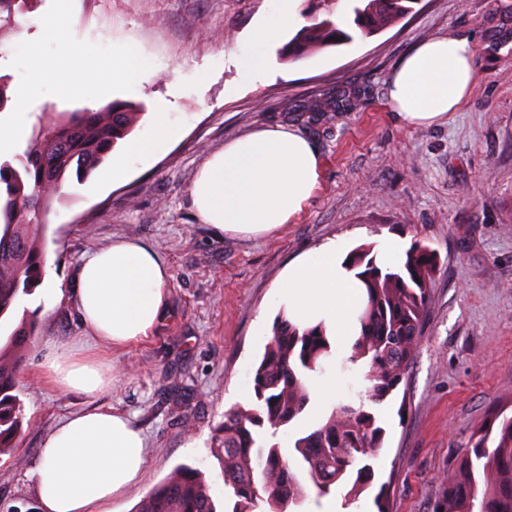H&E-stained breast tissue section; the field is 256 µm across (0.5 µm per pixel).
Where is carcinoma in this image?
I'll return each instance as SVG.
<instances>
[{"label": "carcinoma", "instance_id": "carcinoma-1", "mask_svg": "<svg viewBox=\"0 0 512 512\" xmlns=\"http://www.w3.org/2000/svg\"><path fill=\"white\" fill-rule=\"evenodd\" d=\"M418 2L360 0L351 18H324L303 27L288 42V59L371 37L411 14ZM28 3L0 0V39ZM136 116L130 106L114 102L96 112H67L62 119L41 117L19 166L0 165V321L43 282L46 219L64 180L90 175L129 134ZM347 262L364 283L366 299L359 336L340 366L344 371L362 366L369 386L357 393L359 404L340 403L316 429L301 430L299 420L310 402L307 378L323 372L335 349L323 326L301 329L280 311L255 367L252 404L224 414L219 446L225 512H297L310 489L319 499L343 489L348 507L373 484L370 460L381 450L385 431L365 402L383 403L404 380L416 355L438 257L416 241L395 266L381 265L370 244L353 250ZM33 335V325L22 321L0 343V457H13L20 447L25 413L19 383ZM290 429L293 451L286 457L263 432L274 438ZM137 512L217 510L202 473L179 465L144 496ZM433 512H512V416L497 415L473 433L470 451L443 484Z\"/></svg>", "mask_w": 512, "mask_h": 512}]
</instances>
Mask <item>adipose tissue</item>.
I'll list each match as a JSON object with an SVG mask.
<instances>
[{"label":"adipose tissue","instance_id":"ef3b65f1","mask_svg":"<svg viewBox=\"0 0 512 512\" xmlns=\"http://www.w3.org/2000/svg\"><path fill=\"white\" fill-rule=\"evenodd\" d=\"M273 15L249 33L250 54L238 61L243 83L262 81L273 61L267 48L283 30L303 25L298 0H275ZM84 77L42 63L16 93L18 118L0 121V149L21 145L26 115L39 86L56 82L75 93ZM478 82L475 46L467 37L437 36L417 44L392 73L387 109L405 126L429 127L463 111ZM320 153L292 128L260 127L229 140L200 167L190 188L198 219L244 237L272 234L302 211L319 186ZM348 246L331 241L304 254L281 273L275 298L299 327L323 324L338 351L359 332L365 290L346 264ZM170 274L149 247L120 241L86 256L75 302L85 327L108 347L146 338L166 302ZM57 387L95 396L112 384V371L89 354L54 349L43 365ZM147 456L142 433L125 415L90 409L64 417L46 436L29 473L41 512H112V499L131 486Z\"/></svg>","mask_w":512,"mask_h":512}]
</instances>
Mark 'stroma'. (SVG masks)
Segmentation results:
<instances>
[{
	"label": "stroma",
	"mask_w": 512,
	"mask_h": 512,
	"mask_svg": "<svg viewBox=\"0 0 512 512\" xmlns=\"http://www.w3.org/2000/svg\"><path fill=\"white\" fill-rule=\"evenodd\" d=\"M271 0H31L0 39L6 96L28 85L30 36L57 18L85 46L65 55L42 41L40 57L95 74L135 47L146 76L98 95L64 99L42 88L37 111L137 106L133 136L152 133L158 103L168 137L130 160L125 177L101 170L67 178L48 217L47 255L56 294L22 298L12 323L34 322L20 398L27 425L16 457L0 458V512L34 506L29 471L52 427L93 406L126 415L147 439L134 485L112 512H135L143 496L181 464L199 468L215 501L224 498L217 427L251 387L273 326V295L284 267L332 240L350 247L393 238L421 242L440 262L416 356L394 394L375 411L385 429L372 465L386 484L389 512H433L442 484L471 447L473 433L498 412L512 415V0H420L380 33L288 61L284 33L268 52L276 62L262 83L239 82L236 61ZM440 35L477 46L479 81L469 105L448 121L412 129L386 108L387 80L418 42ZM349 95L351 110L334 109ZM293 125L317 146L320 184L290 224L261 238L231 237L200 223L190 184L226 141L265 126ZM154 249L170 281L148 337L119 355L118 378L98 397L49 385L40 370L53 346L86 340L75 304L81 258L117 241Z\"/></svg>",
	"instance_id": "stroma-1"
}]
</instances>
